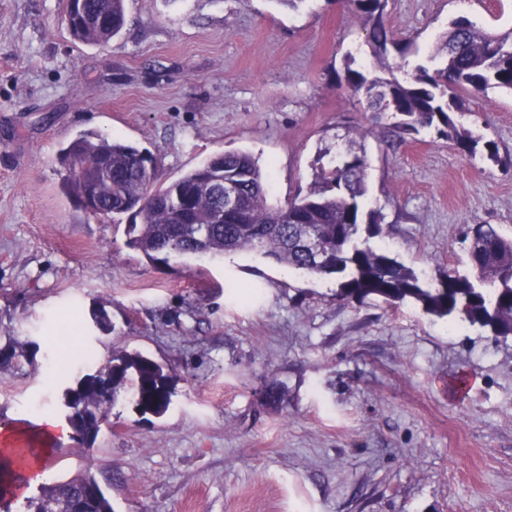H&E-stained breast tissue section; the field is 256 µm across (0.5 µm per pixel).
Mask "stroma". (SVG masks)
Segmentation results:
<instances>
[{
    "instance_id": "35a3bbf8",
    "label": "stroma",
    "mask_w": 512,
    "mask_h": 512,
    "mask_svg": "<svg viewBox=\"0 0 512 512\" xmlns=\"http://www.w3.org/2000/svg\"><path fill=\"white\" fill-rule=\"evenodd\" d=\"M65 11L0 0V347L28 354L0 365L10 447L30 444L19 423L56 417L66 352L90 347L98 366L138 352L174 379L167 412L118 399L93 448L67 437L45 460L53 481L94 475L114 512H512V338L449 335L409 302H343L335 278L248 252L153 265L126 244L129 215L97 219L66 194L58 160L106 134L149 153L163 183L245 151L279 206L353 143L384 217L370 245L436 286L465 270L467 226L512 238V95L463 96L458 119L496 145L490 162L429 129L398 133L347 89L344 62L402 76L456 17L512 29V0H388L412 51L380 61L350 0H126L101 47L75 41ZM98 309L110 332L92 328Z\"/></svg>"
}]
</instances>
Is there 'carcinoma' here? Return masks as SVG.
Masks as SVG:
<instances>
[{
    "label": "carcinoma",
    "mask_w": 512,
    "mask_h": 512,
    "mask_svg": "<svg viewBox=\"0 0 512 512\" xmlns=\"http://www.w3.org/2000/svg\"><path fill=\"white\" fill-rule=\"evenodd\" d=\"M369 27L368 41L378 57L391 45L405 53L409 44L395 40L384 22L387 0H351ZM66 22L74 39L102 45L117 37L125 24V0H66ZM439 67H416L399 79L367 77L346 63L347 86L364 97L369 108L399 116L397 129L413 133L433 128L476 156L484 144L487 158L499 161L495 145L457 126L463 92L492 88L512 91V29L491 34L466 18L451 21L435 56ZM65 189L81 200L84 176L79 171L103 167L95 193L98 217L131 213L140 222L127 225V245L149 263L172 257H222L250 251L272 257L310 276H333L336 296L354 301L373 296L398 306L408 300L437 316L456 315L459 324L478 326L496 338L512 336V238L491 224L468 227L469 273L450 271L434 288L400 264L382 247L361 241V231L380 233L381 218L363 210L367 192V159L347 153L333 167H320L308 192L285 207L267 204V182L258 160L247 152L212 156L180 177L159 183L144 165V153L132 144L95 132L82 133L60 151ZM234 183L238 204L226 208L214 180ZM171 376L163 365L140 353H122L99 367V375L82 384L79 403L94 418L95 429L108 422L127 383L140 396L136 410L161 415L169 405ZM96 482L92 475L44 483L23 498L17 512H46Z\"/></svg>",
    "instance_id": "carcinoma-1"
}]
</instances>
